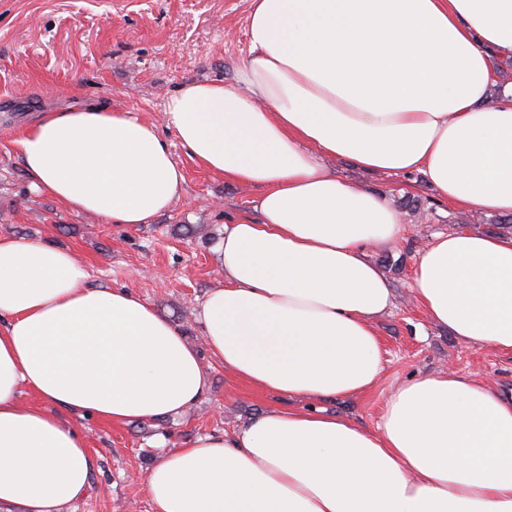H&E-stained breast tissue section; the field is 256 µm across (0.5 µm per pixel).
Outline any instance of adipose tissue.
<instances>
[{
	"instance_id": "obj_1",
	"label": "adipose tissue",
	"mask_w": 512,
	"mask_h": 512,
	"mask_svg": "<svg viewBox=\"0 0 512 512\" xmlns=\"http://www.w3.org/2000/svg\"><path fill=\"white\" fill-rule=\"evenodd\" d=\"M234 84H183L164 122L207 171L256 189L226 224L200 302L206 352L300 397L147 470L154 512H512V389L453 370L400 381L376 428L324 400L378 383L376 319L395 295L372 246L401 214L331 159L424 174L443 199L512 216V0H251ZM34 189L117 225L149 224L185 176L154 124L94 102L16 142ZM69 248L0 235V512H64L93 460L65 409L115 425L176 417L210 391L183 331L125 289L93 288ZM412 303L463 343L512 354V235L436 234ZM35 402L22 404L21 392Z\"/></svg>"
}]
</instances>
